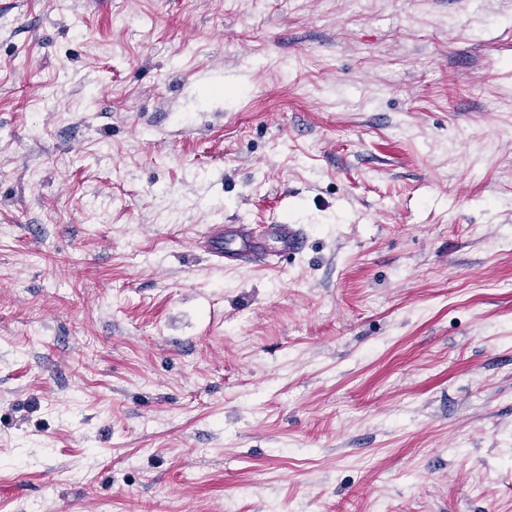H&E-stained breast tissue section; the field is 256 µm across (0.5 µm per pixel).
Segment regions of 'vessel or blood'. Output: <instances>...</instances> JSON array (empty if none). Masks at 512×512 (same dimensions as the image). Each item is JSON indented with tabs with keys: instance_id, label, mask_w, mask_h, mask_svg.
Instances as JSON below:
<instances>
[{
	"instance_id": "1",
	"label": "vessel or blood",
	"mask_w": 512,
	"mask_h": 512,
	"mask_svg": "<svg viewBox=\"0 0 512 512\" xmlns=\"http://www.w3.org/2000/svg\"><path fill=\"white\" fill-rule=\"evenodd\" d=\"M305 243L306 235L296 224H224L212 226L204 246L218 263L228 266L259 258L279 263L299 254Z\"/></svg>"
}]
</instances>
